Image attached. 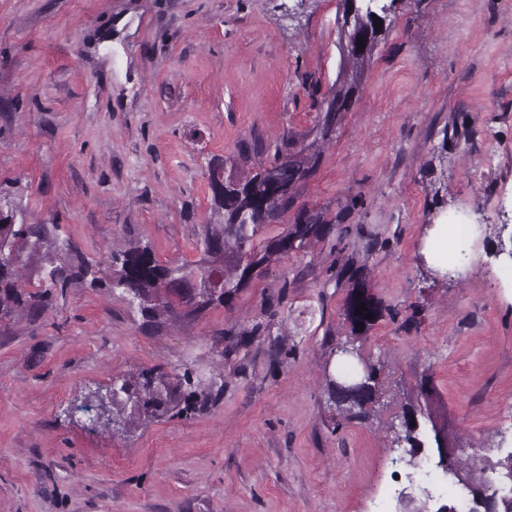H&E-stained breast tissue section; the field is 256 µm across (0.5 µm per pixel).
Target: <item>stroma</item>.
Here are the masks:
<instances>
[{
	"label": "stroma",
	"instance_id": "1",
	"mask_svg": "<svg viewBox=\"0 0 512 512\" xmlns=\"http://www.w3.org/2000/svg\"><path fill=\"white\" fill-rule=\"evenodd\" d=\"M379 41L324 132L344 0H0V196L88 261L149 246L196 263L222 223L212 169L316 166L223 306L144 322L75 285L0 322V512H377L415 461L393 437L422 406L464 460L512 450V0H380ZM382 316L355 333V281ZM376 364L350 419L342 347ZM219 385L127 433L78 407L118 376ZM370 369V373L364 377V383L360 395L353 396L344 390L338 388L336 384H332L330 395L334 399L337 406L342 407L348 415L364 419L366 417L364 408L365 404L370 401L372 402L376 396V369L373 365H367Z\"/></svg>",
	"mask_w": 512,
	"mask_h": 512
}]
</instances>
